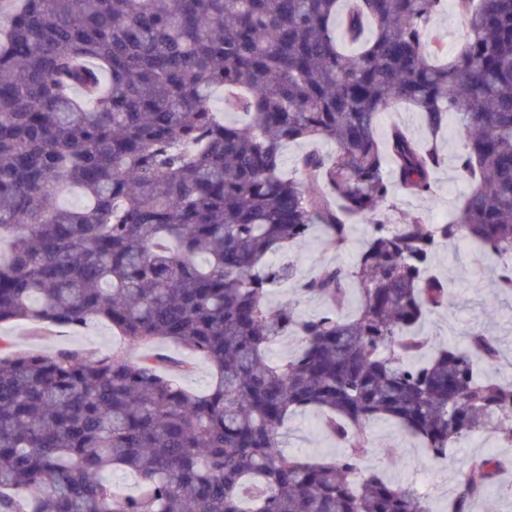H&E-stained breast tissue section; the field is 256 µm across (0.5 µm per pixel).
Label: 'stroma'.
Masks as SVG:
<instances>
[{"instance_id": "35a3bbf8", "label": "stroma", "mask_w": 512, "mask_h": 512, "mask_svg": "<svg viewBox=\"0 0 512 512\" xmlns=\"http://www.w3.org/2000/svg\"><path fill=\"white\" fill-rule=\"evenodd\" d=\"M438 145L445 162L435 174L434 195L421 199L398 191L393 196L397 210L419 213L436 222L453 217L469 190L457 168L463 135L456 118H449ZM365 236L364 225L354 226L345 250L335 252L323 247L321 234L316 231L307 241L292 245L286 256L296 262L299 277L307 278L323 264L353 265ZM433 272L449 283L448 305L430 315L421 325V332L440 341L455 342L474 331L494 336L499 344L500 360L495 364L476 363L475 375L481 380L512 381V295H497L494 262L483 257L468 240L461 239L437 254ZM490 298L494 299L495 307L488 311L484 303ZM0 338L19 350L51 351L72 346L94 356L118 352L133 362L146 351L145 346L117 336L107 322L100 320L77 332L63 329L49 332L14 322L0 326ZM370 432L377 452L362 459L361 471L378 470L395 484L426 485L431 512H448L449 493L469 476L472 458L493 454L508 461L502 485L490 487L473 503L472 512H512V495L507 492L512 485V446L504 444L497 436L485 434L462 439L451 445L446 458L432 461L425 458L416 438L388 421H376ZM282 445L288 453L308 458H332L343 452L342 446L323 432L322 416L313 410L289 418L282 430Z\"/></svg>"}]
</instances>
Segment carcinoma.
Masks as SVG:
<instances>
[{
  "mask_svg": "<svg viewBox=\"0 0 512 512\" xmlns=\"http://www.w3.org/2000/svg\"><path fill=\"white\" fill-rule=\"evenodd\" d=\"M443 0H0V325L79 330L100 319L143 345L205 358L210 390L190 391L150 352L130 362L76 348L0 353V512H430L415 485L358 476L388 419L433 458L461 438L512 444V382L479 381L495 339L435 344L416 330L448 304L435 253L468 237L512 294V0H458L467 31L452 56L431 22ZM361 44L340 49L336 28ZM240 121L214 116V95ZM405 103L429 139L381 115ZM454 114L457 216L394 212V189L434 193L438 137ZM326 141L300 176L282 147ZM77 188L80 206L53 196ZM358 261L306 280L270 256L323 232ZM326 308L272 306L283 283ZM355 287L354 315L341 310ZM286 336L297 354L268 346ZM324 412L346 451L286 453L281 429ZM450 512H470L505 469L471 460ZM135 477L117 491L106 475Z\"/></svg>",
  "mask_w": 512,
  "mask_h": 512,
  "instance_id": "obj_1",
  "label": "carcinoma"
}]
</instances>
